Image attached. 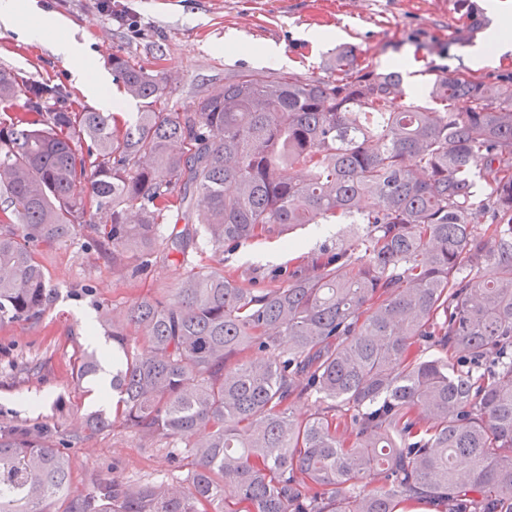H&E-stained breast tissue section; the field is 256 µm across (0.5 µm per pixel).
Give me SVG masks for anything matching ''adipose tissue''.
Here are the masks:
<instances>
[{"label":"adipose tissue","instance_id":"ef3b65f1","mask_svg":"<svg viewBox=\"0 0 512 512\" xmlns=\"http://www.w3.org/2000/svg\"><path fill=\"white\" fill-rule=\"evenodd\" d=\"M64 26L63 19L43 13L35 0H0V30L20 33L25 42L50 47L68 62L76 83L91 101L111 109L105 73L89 56L85 43L62 37Z\"/></svg>","mask_w":512,"mask_h":512}]
</instances>
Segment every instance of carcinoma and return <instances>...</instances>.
<instances>
[{
    "label": "carcinoma",
    "mask_w": 512,
    "mask_h": 512,
    "mask_svg": "<svg viewBox=\"0 0 512 512\" xmlns=\"http://www.w3.org/2000/svg\"><path fill=\"white\" fill-rule=\"evenodd\" d=\"M330 70L242 72L167 112L162 77L114 55L131 120L0 68V322L44 315L37 247L76 231L123 277L356 225L282 285L200 269L110 321L117 399L88 428L184 441L186 485L73 492L49 435L0 425V512H512V79L441 76L433 106H397L401 71L352 47Z\"/></svg>",
    "instance_id": "carcinoma-1"
}]
</instances>
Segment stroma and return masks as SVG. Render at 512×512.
<instances>
[{
	"mask_svg": "<svg viewBox=\"0 0 512 512\" xmlns=\"http://www.w3.org/2000/svg\"><path fill=\"white\" fill-rule=\"evenodd\" d=\"M44 11L68 21L65 35L88 34L89 47L104 70L113 55L128 57L163 76L162 101L170 112L192 111L202 91L223 86L240 71H285L316 77L330 74V61L341 45L355 47L370 70L383 72L410 58L405 104H424L425 87L444 74L475 76L491 86L512 74V51L473 61L512 0H473L484 26L461 16L456 0H112L117 10L137 18L136 26L100 11V0H39ZM329 40L314 41L317 33ZM234 38L236 51L224 49ZM272 46L276 59L261 58ZM0 67L23 72L38 82L74 89L68 63L44 46L23 43L17 34H0ZM345 225L320 231L299 229V247L282 255L277 239L225 246L208 257L210 266L259 287L278 284L304 257L335 250ZM36 258L58 296L41 320L0 323V425L45 431L69 455L72 488L80 491L101 476L126 484L181 483L188 474L183 442L146 439L116 422L91 433L84 420L101 408L96 382L78 379L75 360L104 346L90 341L103 317L122 314L144 296L164 297L177 288L185 270L159 259L135 277L113 276L111 265L82 233L39 247Z\"/></svg>",
	"mask_w": 512,
	"mask_h": 512,
	"instance_id": "35a3bbf8",
	"label": "stroma"
}]
</instances>
